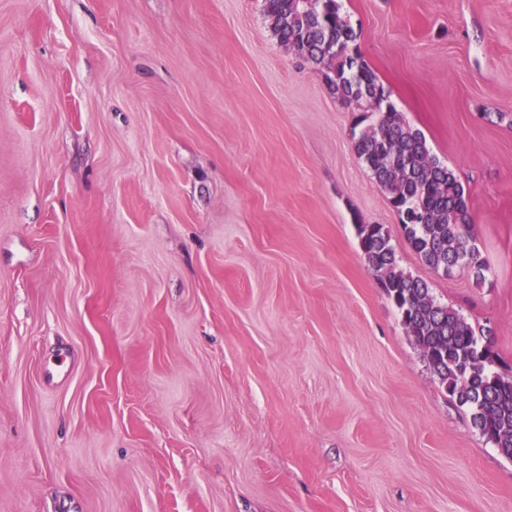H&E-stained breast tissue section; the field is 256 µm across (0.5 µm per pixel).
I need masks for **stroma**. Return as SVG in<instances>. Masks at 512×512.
<instances>
[{"instance_id":"stroma-1","label":"stroma","mask_w":512,"mask_h":512,"mask_svg":"<svg viewBox=\"0 0 512 512\" xmlns=\"http://www.w3.org/2000/svg\"><path fill=\"white\" fill-rule=\"evenodd\" d=\"M466 188L443 278L264 0H0V512H512L365 261L512 376V0H339Z\"/></svg>"}]
</instances>
